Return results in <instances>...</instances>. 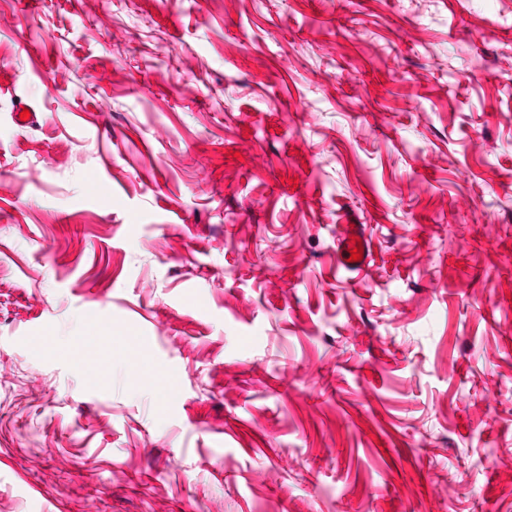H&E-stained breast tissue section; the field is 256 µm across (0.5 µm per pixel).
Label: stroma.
<instances>
[{"label": "stroma", "mask_w": 512, "mask_h": 512, "mask_svg": "<svg viewBox=\"0 0 512 512\" xmlns=\"http://www.w3.org/2000/svg\"><path fill=\"white\" fill-rule=\"evenodd\" d=\"M0 512H512V0H0ZM375 243L367 233L363 224L338 225L336 243V265L347 271L357 272L364 270L374 259ZM357 249L361 253V260L348 262L350 250Z\"/></svg>", "instance_id": "stroma-1"}]
</instances>
